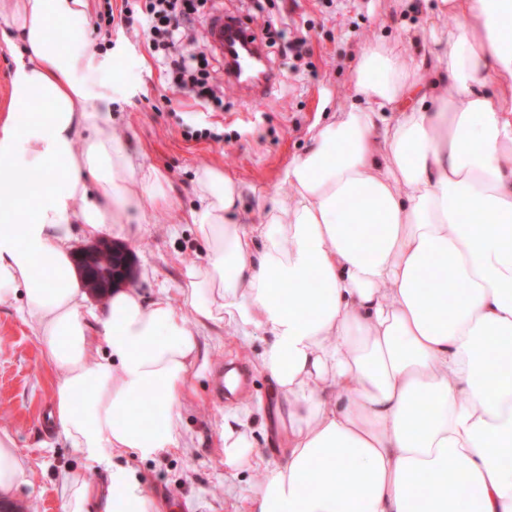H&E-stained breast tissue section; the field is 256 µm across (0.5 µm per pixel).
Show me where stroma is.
<instances>
[{"label":"stroma","instance_id":"35a3bbf8","mask_svg":"<svg viewBox=\"0 0 512 512\" xmlns=\"http://www.w3.org/2000/svg\"><path fill=\"white\" fill-rule=\"evenodd\" d=\"M440 0H207L192 23L196 44L208 45L213 17L231 15L253 30H266L264 54L278 79L263 99L249 101L235 87L224 92V108L211 111L191 98L170 92L160 54L149 47L140 10L122 12V0H87L83 42L111 53L120 65L112 103V128L129 147L158 168L170 190V204L158 224H129L109 232L108 241L125 246L133 264L132 285L147 299L159 289L179 302L182 271L205 261V248L194 225L182 215L196 201V173L214 166L253 188L241 205L259 206L263 193H289L280 174L309 145L313 125L331 121L357 100L353 80L362 47L406 41L410 60L425 51V30L432 22L453 26L439 11ZM112 9L109 33L99 32V12ZM308 39L303 57L288 49L296 31ZM211 137H202V130ZM221 141H214V134ZM191 397L180 412L179 447L152 458L123 452L110 459L125 467L156 497L161 512H247L238 493L257 485L266 463L284 457L285 432L270 394L271 382L256 363L265 348L261 332L248 338L210 325L200 338ZM232 354L250 380L249 390L224 405L212 401L215 364ZM58 373L42 359L38 342L17 304L0 305V429L13 432L27 463L26 482L13 498L18 512H67L63 478L77 474L96 485L105 481L103 466L79 456L52 423L53 390ZM264 403L255 428L263 463L232 469L224 464L222 433L226 414Z\"/></svg>","mask_w":512,"mask_h":512}]
</instances>
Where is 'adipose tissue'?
Instances as JSON below:
<instances>
[{
    "instance_id": "1",
    "label": "adipose tissue",
    "mask_w": 512,
    "mask_h": 512,
    "mask_svg": "<svg viewBox=\"0 0 512 512\" xmlns=\"http://www.w3.org/2000/svg\"><path fill=\"white\" fill-rule=\"evenodd\" d=\"M85 0H0L13 33L0 115V304L21 313L60 380L57 429L92 462L179 447L198 327L261 330L260 367L287 408L288 452L251 512H512V0H442L428 52L362 49L359 101L314 126L281 173L288 196L196 174L185 217L207 246L183 304L115 291L87 306L76 230L158 223L165 179L112 131L111 55L60 42ZM448 281L425 283L432 268ZM430 411L417 415L420 399ZM224 463L261 461L245 414ZM26 462L0 429V498ZM67 512H159L129 470L72 476Z\"/></svg>"
}]
</instances>
